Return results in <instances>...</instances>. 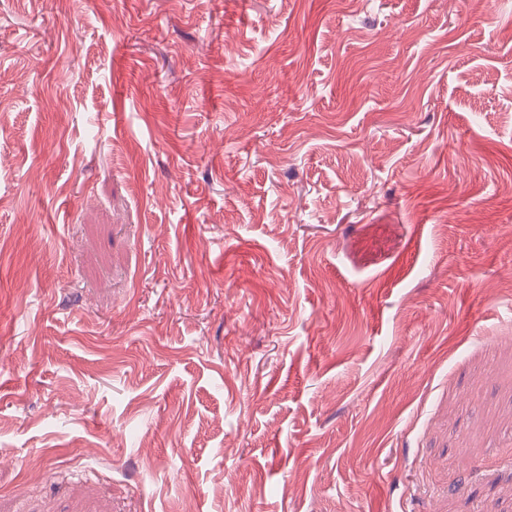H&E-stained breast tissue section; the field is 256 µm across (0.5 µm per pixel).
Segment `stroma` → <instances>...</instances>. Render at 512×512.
<instances>
[{"label":"stroma","instance_id":"stroma-1","mask_svg":"<svg viewBox=\"0 0 512 512\" xmlns=\"http://www.w3.org/2000/svg\"><path fill=\"white\" fill-rule=\"evenodd\" d=\"M0 512H512V0H0Z\"/></svg>","mask_w":512,"mask_h":512}]
</instances>
